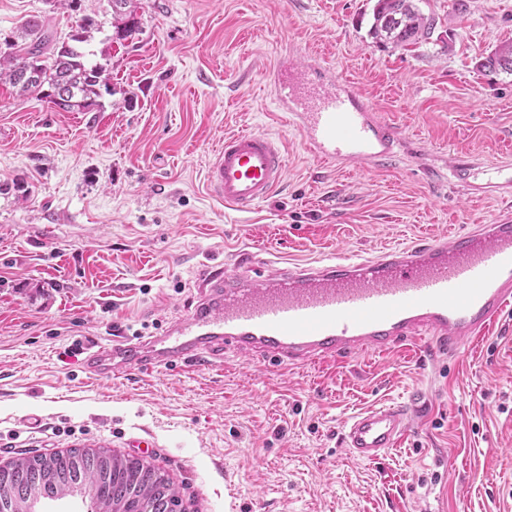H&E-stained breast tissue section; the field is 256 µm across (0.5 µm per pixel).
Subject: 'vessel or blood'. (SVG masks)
I'll use <instances>...</instances> for the list:
<instances>
[{
    "mask_svg": "<svg viewBox=\"0 0 512 512\" xmlns=\"http://www.w3.org/2000/svg\"><path fill=\"white\" fill-rule=\"evenodd\" d=\"M278 112L313 157L334 166L382 169L397 158L400 135L351 81L324 63L278 55L263 72ZM454 179L471 191L512 190V164L482 167L475 185L470 163L449 160ZM286 158L266 133L226 136L207 172L210 194L247 213L282 182ZM246 252L235 270L205 266L197 295L162 334L124 338L88 349L87 371L118 376L149 365L200 368L224 354L291 367L344 362L377 351H413L426 368L467 344L512 310V220L433 241L390 247L373 257H330L312 265L254 275ZM415 404L374 406L348 418L341 445L353 459L374 463L419 432Z\"/></svg>",
    "mask_w": 512,
    "mask_h": 512,
    "instance_id": "b4317fda",
    "label": "vessel or blood"
}]
</instances>
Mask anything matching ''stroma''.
<instances>
[{"mask_svg":"<svg viewBox=\"0 0 512 512\" xmlns=\"http://www.w3.org/2000/svg\"><path fill=\"white\" fill-rule=\"evenodd\" d=\"M375 0H0V43L29 19L110 74L96 106L65 112L0 84V463L101 445L144 457L185 512H503L512 503V313L422 374L417 357L264 369L225 355L195 370L96 379L89 348L183 316L210 258L265 265L372 256L512 214V197L465 195L448 157L512 163V75L477 61L512 42V0H419L436 19L417 47L368 34ZM135 30L118 32L125 23ZM328 61L401 133L378 171L311 157L275 117L263 71L278 52ZM265 132L287 169L250 213L212 197L225 136ZM415 401L421 431L376 463L339 446L343 421Z\"/></svg>","mask_w":512,"mask_h":512,"instance_id":"1","label":"stroma"}]
</instances>
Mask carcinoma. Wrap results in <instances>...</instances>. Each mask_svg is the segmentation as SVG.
<instances>
[{"mask_svg":"<svg viewBox=\"0 0 512 512\" xmlns=\"http://www.w3.org/2000/svg\"><path fill=\"white\" fill-rule=\"evenodd\" d=\"M434 25L415 0H376L369 35L380 47L404 49L427 40ZM81 42L75 36L59 45L44 22L26 21L21 35L0 51V83L66 112L90 108L107 78L102 67L87 65ZM477 69L512 74V42L480 59ZM0 483L8 488L0 496V512H41L42 503L75 495L89 499L92 512H179L182 504L181 491L167 474L102 446L19 455L0 466Z\"/></svg>","mask_w":512,"mask_h":512,"instance_id":"cac0c4a2","label":"carcinoma"}]
</instances>
